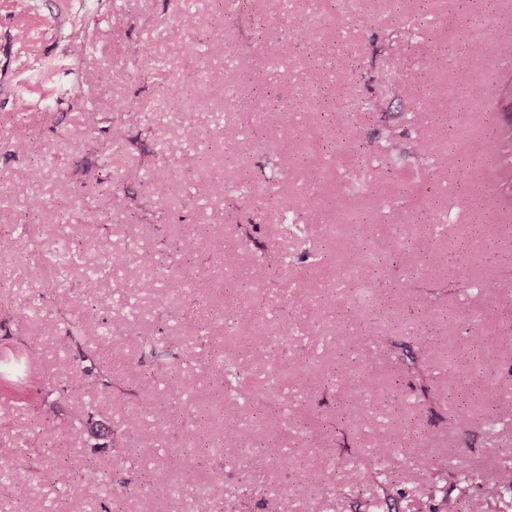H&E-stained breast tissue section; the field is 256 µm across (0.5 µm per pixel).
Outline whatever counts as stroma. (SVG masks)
<instances>
[{"label":"stroma","mask_w":512,"mask_h":512,"mask_svg":"<svg viewBox=\"0 0 512 512\" xmlns=\"http://www.w3.org/2000/svg\"><path fill=\"white\" fill-rule=\"evenodd\" d=\"M291 25L279 55L272 42ZM470 38L484 66L463 63ZM75 41L86 44L77 58ZM431 56L441 62L429 75ZM177 81L188 91L174 101ZM509 83L512 0H0V239L36 222L37 256L53 260L0 270V374L29 370L48 398L0 397V454L26 449L31 472L16 486L0 470L13 487L0 512L32 499L42 512H240L244 496L250 512H445L456 499L462 512H512L511 492L493 500L483 484L512 461V236L487 165L512 111L481 96ZM117 99L141 109L116 111ZM374 100L383 114L365 115ZM241 126L251 141L239 152L224 132ZM388 126L401 150L383 161ZM170 166L180 178L168 180ZM353 178L363 193L337 198ZM282 193L296 201L285 218L273 209ZM356 235L375 264L346 265ZM186 239L195 248L178 252ZM244 247L256 261L225 266ZM76 322L88 334L79 349L62 343ZM84 352L133 396L115 399L86 374ZM227 357L247 367L230 404ZM352 379L377 387L372 411L349 408ZM269 392L279 405L257 413ZM228 407L259 455L238 454ZM77 408L84 446L65 469L96 467L110 484L73 498L47 465L53 444L29 442ZM133 416L148 427L180 418L187 431L114 450ZM381 442L387 482L356 486ZM274 447L283 460L272 465ZM176 461L194 479L174 494Z\"/></svg>","instance_id":"35a3bbf8"}]
</instances>
